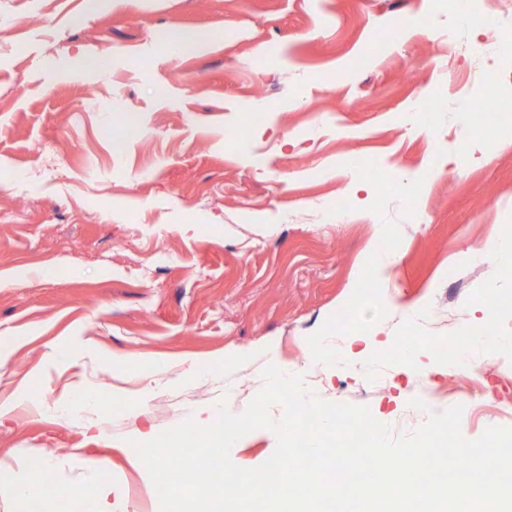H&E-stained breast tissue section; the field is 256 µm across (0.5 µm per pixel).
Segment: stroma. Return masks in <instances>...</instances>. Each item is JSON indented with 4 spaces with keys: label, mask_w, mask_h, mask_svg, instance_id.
<instances>
[{
    "label": "stroma",
    "mask_w": 512,
    "mask_h": 512,
    "mask_svg": "<svg viewBox=\"0 0 512 512\" xmlns=\"http://www.w3.org/2000/svg\"><path fill=\"white\" fill-rule=\"evenodd\" d=\"M480 13L475 49L456 0H0V512H26L12 487L36 469L44 512H86L91 483L160 512L133 440L243 413L268 346L398 435L428 418L415 397L462 406L469 439L512 424V348L490 343L512 339L493 312L512 271L484 250L512 229V112L480 163L440 166L469 150L464 95L512 93V0ZM174 28L202 48L166 52ZM363 165L378 200L352 189ZM417 308L410 366L395 339ZM463 330L477 353L442 362L436 339ZM338 338L350 352L310 355ZM276 445L258 429L230 456Z\"/></svg>",
    "instance_id": "obj_1"
}]
</instances>
